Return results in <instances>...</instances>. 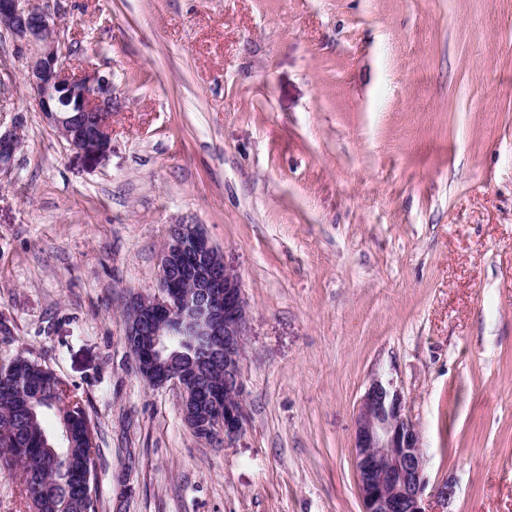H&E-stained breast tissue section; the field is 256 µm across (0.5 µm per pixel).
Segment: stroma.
<instances>
[{
  "instance_id": "1",
  "label": "stroma",
  "mask_w": 512,
  "mask_h": 512,
  "mask_svg": "<svg viewBox=\"0 0 512 512\" xmlns=\"http://www.w3.org/2000/svg\"><path fill=\"white\" fill-rule=\"evenodd\" d=\"M112 136L71 150L0 36V363L75 385L98 512H360L373 374L423 430L429 512H512V0H63ZM250 304L248 423L196 438L123 336L171 225ZM450 486V498L437 496ZM19 129L16 124L7 126L2 131L0 122V171L9 170L15 154L20 146Z\"/></svg>"
}]
</instances>
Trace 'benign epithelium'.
<instances>
[{"instance_id": "obj_1", "label": "benign epithelium", "mask_w": 512, "mask_h": 512, "mask_svg": "<svg viewBox=\"0 0 512 512\" xmlns=\"http://www.w3.org/2000/svg\"><path fill=\"white\" fill-rule=\"evenodd\" d=\"M47 0H0V32L25 56L26 83L38 111L69 146L81 153L102 149L112 134V77L76 76L70 49L53 22ZM20 146L18 126L0 130V171L9 170ZM249 306L237 274L194 224L162 250L156 289L135 294L127 306L124 340L144 382L210 394L211 407H180L200 439L229 443L247 423L244 337ZM361 512H429L421 428L394 380L373 376L361 396L353 433Z\"/></svg>"}]
</instances>
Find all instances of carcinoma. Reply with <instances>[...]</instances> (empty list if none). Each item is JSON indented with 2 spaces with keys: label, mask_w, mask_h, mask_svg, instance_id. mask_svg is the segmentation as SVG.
Listing matches in <instances>:
<instances>
[{
  "label": "carcinoma",
  "mask_w": 512,
  "mask_h": 512,
  "mask_svg": "<svg viewBox=\"0 0 512 512\" xmlns=\"http://www.w3.org/2000/svg\"><path fill=\"white\" fill-rule=\"evenodd\" d=\"M71 443L56 447L62 426ZM95 426L77 388L38 360L0 365V473L17 475L30 512H98Z\"/></svg>",
  "instance_id": "carcinoma-1"
}]
</instances>
